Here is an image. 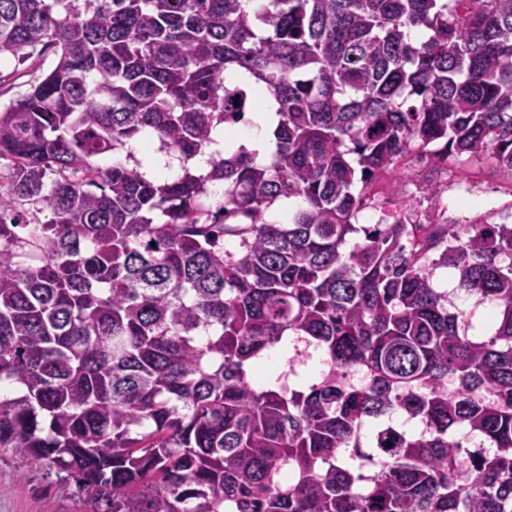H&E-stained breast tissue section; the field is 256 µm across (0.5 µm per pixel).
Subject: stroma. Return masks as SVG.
Segmentation results:
<instances>
[{
    "label": "stroma",
    "mask_w": 512,
    "mask_h": 512,
    "mask_svg": "<svg viewBox=\"0 0 512 512\" xmlns=\"http://www.w3.org/2000/svg\"><path fill=\"white\" fill-rule=\"evenodd\" d=\"M54 52L20 64L0 63V104H6L56 63ZM475 187L477 203L467 217L472 224H512V175L486 159H474L453 169L436 170L421 163L382 176L372 194L376 202L431 215L437 203L457 215L455 204L467 187ZM0 512H93L85 493L74 482L28 464L12 449L0 448Z\"/></svg>",
    "instance_id": "35a3bbf8"
}]
</instances>
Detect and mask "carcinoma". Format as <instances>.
Returning a JSON list of instances; mask_svg holds the SVG:
<instances>
[{
  "instance_id": "1",
  "label": "carcinoma",
  "mask_w": 512,
  "mask_h": 512,
  "mask_svg": "<svg viewBox=\"0 0 512 512\" xmlns=\"http://www.w3.org/2000/svg\"><path fill=\"white\" fill-rule=\"evenodd\" d=\"M49 49L0 106V448L103 512H512V225L358 223L409 155L512 173V0H0V59ZM266 94L270 160L193 171ZM148 139L133 141L129 145V150L142 161V170L147 177L154 178L167 172V159L155 151L153 144H147Z\"/></svg>"
}]
</instances>
